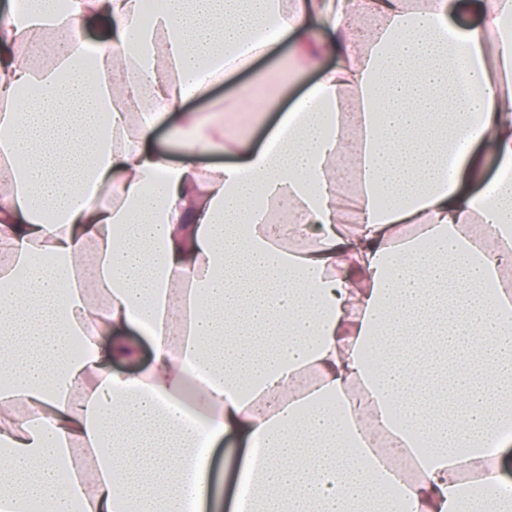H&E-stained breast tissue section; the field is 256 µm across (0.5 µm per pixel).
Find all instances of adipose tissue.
<instances>
[{
	"instance_id": "ef3b65f1",
	"label": "adipose tissue",
	"mask_w": 512,
	"mask_h": 512,
	"mask_svg": "<svg viewBox=\"0 0 512 512\" xmlns=\"http://www.w3.org/2000/svg\"><path fill=\"white\" fill-rule=\"evenodd\" d=\"M458 8L163 0L147 21L141 0H11L0 144L26 165L0 171V512H224L229 437L246 512H512V0L475 26ZM283 44L318 76L263 147L244 129L279 71L237 110H187ZM175 112L181 163L152 145ZM129 331L152 358L121 375ZM368 427L372 434L374 443L376 447L379 449V451L388 456L391 463L395 465L397 468L406 472H410L412 470L411 461L406 457L396 454L393 448H390V443L387 436L382 431H380L379 428L370 424Z\"/></svg>"
}]
</instances>
